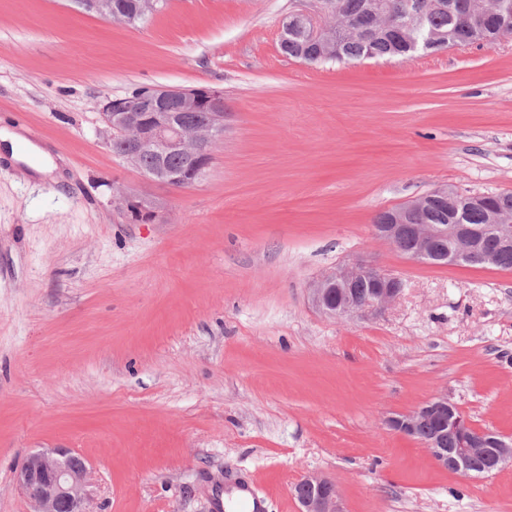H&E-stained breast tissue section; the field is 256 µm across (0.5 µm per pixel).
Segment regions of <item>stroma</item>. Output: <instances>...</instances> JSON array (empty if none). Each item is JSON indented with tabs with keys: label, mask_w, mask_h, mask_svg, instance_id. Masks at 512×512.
Returning <instances> with one entry per match:
<instances>
[{
	"label": "stroma",
	"mask_w": 512,
	"mask_h": 512,
	"mask_svg": "<svg viewBox=\"0 0 512 512\" xmlns=\"http://www.w3.org/2000/svg\"><path fill=\"white\" fill-rule=\"evenodd\" d=\"M307 0H164L145 22L0 0V128L38 131L61 181L0 154V512L28 456L85 459L90 512H263L335 482L345 512H512V464L462 478L385 417L440 392L512 439V270L409 260L380 213L441 187L512 190V37L308 65L279 49ZM224 92V137L174 190L113 157L101 104ZM135 193L151 222L119 201ZM364 260L405 287L331 318L309 288Z\"/></svg>",
	"instance_id": "obj_1"
}]
</instances>
